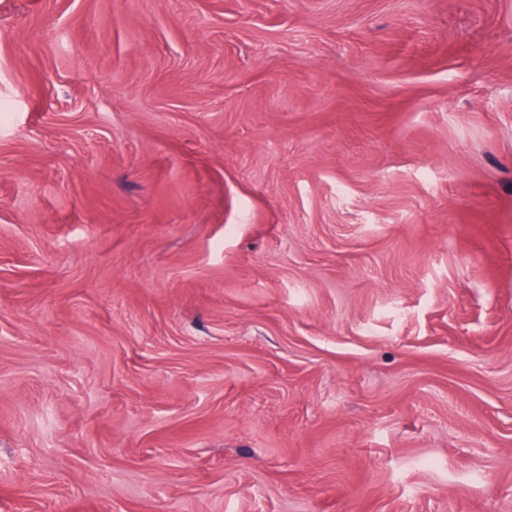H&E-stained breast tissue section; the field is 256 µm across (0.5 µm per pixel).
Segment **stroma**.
Segmentation results:
<instances>
[{
    "label": "stroma",
    "mask_w": 512,
    "mask_h": 512,
    "mask_svg": "<svg viewBox=\"0 0 512 512\" xmlns=\"http://www.w3.org/2000/svg\"><path fill=\"white\" fill-rule=\"evenodd\" d=\"M0 512H512V0H0Z\"/></svg>",
    "instance_id": "1"
}]
</instances>
